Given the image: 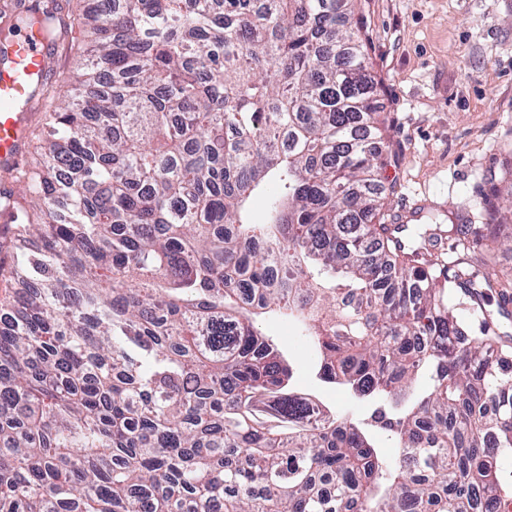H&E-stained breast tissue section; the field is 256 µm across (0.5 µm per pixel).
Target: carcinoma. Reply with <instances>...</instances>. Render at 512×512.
<instances>
[{
  "instance_id": "1",
  "label": "carcinoma",
  "mask_w": 512,
  "mask_h": 512,
  "mask_svg": "<svg viewBox=\"0 0 512 512\" xmlns=\"http://www.w3.org/2000/svg\"><path fill=\"white\" fill-rule=\"evenodd\" d=\"M356 0H93L32 33L92 37L43 97L36 200L0 302V512H509L512 341L484 308L501 239L386 223L381 80ZM263 196L267 220L252 217ZM454 238L447 252L434 239ZM477 313L465 328L454 303ZM279 313L371 422L291 387ZM399 448L390 458L370 428Z\"/></svg>"
}]
</instances>
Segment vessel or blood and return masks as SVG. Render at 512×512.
I'll return each mask as SVG.
<instances>
[{"mask_svg":"<svg viewBox=\"0 0 512 512\" xmlns=\"http://www.w3.org/2000/svg\"><path fill=\"white\" fill-rule=\"evenodd\" d=\"M59 47L54 42L20 33L0 60V172L20 166L28 141L31 115L22 105L32 98V74L49 75Z\"/></svg>","mask_w":512,"mask_h":512,"instance_id":"b4317fda","label":"vessel or blood"}]
</instances>
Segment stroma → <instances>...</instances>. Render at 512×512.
I'll return each instance as SVG.
<instances>
[{"instance_id": "35a3bbf8", "label": "stroma", "mask_w": 512, "mask_h": 512, "mask_svg": "<svg viewBox=\"0 0 512 512\" xmlns=\"http://www.w3.org/2000/svg\"><path fill=\"white\" fill-rule=\"evenodd\" d=\"M369 37V62L383 81L379 110L387 144L388 220L417 199L426 211L470 214L483 223L482 177L512 167V0H357ZM262 327L292 365V384L330 410L366 418L370 405L342 385L322 383L316 358L271 317Z\"/></svg>"}]
</instances>
